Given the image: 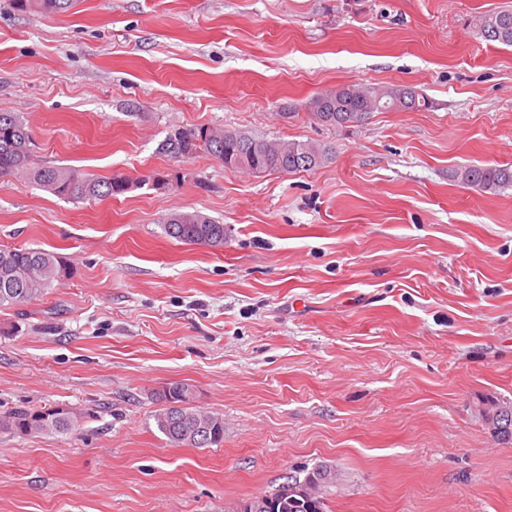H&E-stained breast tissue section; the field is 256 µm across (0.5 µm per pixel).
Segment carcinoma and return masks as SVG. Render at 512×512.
Masks as SVG:
<instances>
[{
	"mask_svg": "<svg viewBox=\"0 0 512 512\" xmlns=\"http://www.w3.org/2000/svg\"><path fill=\"white\" fill-rule=\"evenodd\" d=\"M75 0H9L10 7L25 14H60L69 11ZM478 34L486 41L512 46V8L489 11L480 16ZM428 105V99L405 85L365 87L351 84L329 93L314 96L308 105L311 116L318 122L346 128L358 125L374 112H410ZM32 136L23 118L15 112H0V176L25 178L30 184L60 198L73 201L103 200L126 192L122 176L97 177L69 167L44 166L34 158ZM158 151L182 158L186 153L205 152L218 161L224 156L239 157L244 169L253 173L313 170L326 164L332 148L311 141H287L273 144L266 139L234 129H214L209 126L174 127L159 143ZM452 178L466 188L481 191L512 186V166L466 165L455 169ZM163 230L167 237L185 244L211 247L224 245V225L198 211H180L167 215ZM0 308L14 307L43 297L54 283L69 275V267L57 254L25 247L0 248ZM161 399L182 404L179 416L210 427L213 439L198 441L190 431L181 432L170 424L168 408L154 414L158 430L175 445L206 448L224 442V417L202 411L192 405L191 386L173 384L163 390ZM488 423L503 440L512 439V409H493ZM77 418L71 411L15 408L0 415V432L26 435L32 432L73 433ZM328 467L317 465L305 475L318 481L319 492L313 512H327L325 491L331 480L325 478Z\"/></svg>",
	"mask_w": 512,
	"mask_h": 512,
	"instance_id": "obj_1",
	"label": "carcinoma"
}]
</instances>
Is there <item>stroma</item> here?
Segmentation results:
<instances>
[{
    "label": "stroma",
    "instance_id": "obj_1",
    "mask_svg": "<svg viewBox=\"0 0 512 512\" xmlns=\"http://www.w3.org/2000/svg\"><path fill=\"white\" fill-rule=\"evenodd\" d=\"M512 0H0V111L48 166L136 181L68 202L0 176V247L69 277L0 308V412L71 409L73 434L0 433V512H238L327 464L329 512H512V47L478 34ZM406 85L429 108L335 128L310 99ZM221 126L330 146L295 173L157 146ZM165 188H156V181ZM175 211L224 245L165 235ZM223 414L221 446L172 445L169 384ZM76 0H10V7L25 14H60L69 11ZM454 181L466 188L489 191L512 186V166L466 165L452 172ZM163 223L165 235L179 242L211 247L224 245L223 224L198 211L170 213Z\"/></svg>",
    "mask_w": 512,
    "mask_h": 512
}]
</instances>
